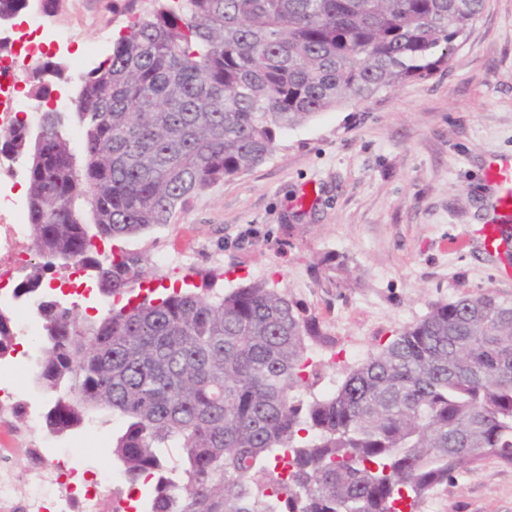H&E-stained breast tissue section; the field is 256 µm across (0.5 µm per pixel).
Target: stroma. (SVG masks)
Masks as SVG:
<instances>
[{
  "mask_svg": "<svg viewBox=\"0 0 512 512\" xmlns=\"http://www.w3.org/2000/svg\"><path fill=\"white\" fill-rule=\"evenodd\" d=\"M46 28H69L51 57L65 69L52 104L71 111L80 75L104 60L127 23L112 0H29ZM276 151L177 208L170 223L99 243L141 260L148 287L219 293L266 281L316 316L310 344L327 391L353 366L420 320L431 302L495 291L512 300L504 263L477 248L488 218L483 168L512 153V0H485L453 43L445 71L383 90L281 132ZM343 255L351 285L315 272ZM123 426L95 409L78 435L87 459ZM420 512H512V466L456 473Z\"/></svg>",
  "mask_w": 512,
  "mask_h": 512,
  "instance_id": "35a3bbf8",
  "label": "stroma"
}]
</instances>
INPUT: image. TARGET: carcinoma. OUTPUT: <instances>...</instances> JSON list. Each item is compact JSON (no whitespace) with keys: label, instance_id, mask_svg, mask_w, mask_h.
<instances>
[{"label":"carcinoma","instance_id":"obj_1","mask_svg":"<svg viewBox=\"0 0 512 512\" xmlns=\"http://www.w3.org/2000/svg\"><path fill=\"white\" fill-rule=\"evenodd\" d=\"M484 0H167L80 76L73 114L82 166L49 134L15 121L0 153L27 160L35 263L19 287L56 268L90 269L105 297L147 280L97 241L170 222L193 194L264 162L277 134L321 112L447 68L452 43ZM62 67L30 69L48 104ZM335 275H330V272ZM336 287L346 259L326 263ZM34 383L67 386L46 416L62 433L108 408L124 420L112 455L132 484L154 471V512H417L455 473L512 465V301L491 290L429 305L336 389L307 400L314 315L265 281L212 296L172 289L127 299L83 323L39 307ZM181 450L168 465V449Z\"/></svg>","mask_w":512,"mask_h":512}]
</instances>
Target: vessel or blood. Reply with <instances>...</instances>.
<instances>
[{"instance_id": "1", "label": "vessel or blood", "mask_w": 512, "mask_h": 512, "mask_svg": "<svg viewBox=\"0 0 512 512\" xmlns=\"http://www.w3.org/2000/svg\"><path fill=\"white\" fill-rule=\"evenodd\" d=\"M484 178L493 190V223L480 230L485 251L498 252L503 241V222L512 220V155L492 157L485 166Z\"/></svg>"}]
</instances>
